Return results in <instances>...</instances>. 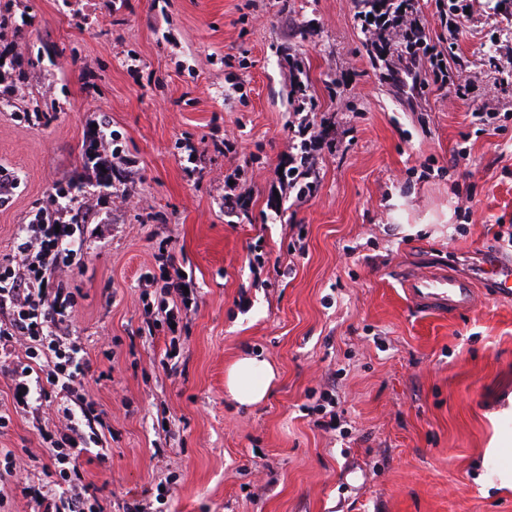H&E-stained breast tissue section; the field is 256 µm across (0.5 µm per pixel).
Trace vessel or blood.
Here are the masks:
<instances>
[{
  "label": "vessel or blood",
  "mask_w": 512,
  "mask_h": 512,
  "mask_svg": "<svg viewBox=\"0 0 512 512\" xmlns=\"http://www.w3.org/2000/svg\"><path fill=\"white\" fill-rule=\"evenodd\" d=\"M490 282L496 295L512 300V261L499 258L486 260ZM399 278L410 302L420 311L438 316L471 309L475 304L476 289L472 280L457 274L444 265L429 270H403Z\"/></svg>",
  "instance_id": "1"
}]
</instances>
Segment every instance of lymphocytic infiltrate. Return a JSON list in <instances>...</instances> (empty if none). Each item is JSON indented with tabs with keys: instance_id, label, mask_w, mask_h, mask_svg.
<instances>
[{
	"instance_id": "obj_1",
	"label": "lymphocytic infiltrate",
	"mask_w": 512,
	"mask_h": 512,
	"mask_svg": "<svg viewBox=\"0 0 512 512\" xmlns=\"http://www.w3.org/2000/svg\"><path fill=\"white\" fill-rule=\"evenodd\" d=\"M382 9L372 36L406 43L388 66L389 78L411 77L420 98L432 87L449 83L456 98L468 99L471 80H449L444 54L426 34L415 0H383ZM93 210L92 204L76 202L63 183H56L48 204L18 225L14 253L0 260V349L22 351L8 371L14 411L0 412V434L8 431L14 413L39 409L54 399L63 419L56 430L39 432L47 445L48 461L40 469L47 482L29 496V512H101L82 480L79 459L90 445L101 444L103 418L71 402L83 389L88 370L72 329L80 290L71 275L85 265L81 218Z\"/></svg>"
}]
</instances>
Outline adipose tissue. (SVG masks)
<instances>
[{
	"label": "adipose tissue",
	"mask_w": 512,
	"mask_h": 512,
	"mask_svg": "<svg viewBox=\"0 0 512 512\" xmlns=\"http://www.w3.org/2000/svg\"><path fill=\"white\" fill-rule=\"evenodd\" d=\"M276 379L277 371L271 361L246 350L227 367L224 389L237 405L250 407L267 398Z\"/></svg>",
	"instance_id": "1"
}]
</instances>
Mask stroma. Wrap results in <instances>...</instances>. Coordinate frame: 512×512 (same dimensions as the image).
I'll use <instances>...</instances> for the list:
<instances>
[{
	"instance_id": "1",
	"label": "stroma",
	"mask_w": 512,
	"mask_h": 512,
	"mask_svg": "<svg viewBox=\"0 0 512 512\" xmlns=\"http://www.w3.org/2000/svg\"><path fill=\"white\" fill-rule=\"evenodd\" d=\"M358 0H0V50L29 79L0 99V258L58 181L83 180L93 126L134 167L104 233L89 230L75 317L90 361L83 396L108 414L105 458L80 470L103 512L169 492L162 512H512V301L485 256L512 257V91L502 129L472 124L449 88L410 105L382 76ZM512 6L470 0L450 77L486 97L488 58L512 44ZM327 120L315 192L274 195L301 102ZM46 112L47 124L20 120ZM238 174L247 210H222ZM171 239L194 300L177 333H148L139 277ZM475 278L466 312L437 317L405 297L424 262ZM180 356L162 359L171 337ZM279 377L246 409L224 392L242 351ZM332 393L335 429L316 427ZM0 435L22 469L44 462L37 419Z\"/></svg>"
}]
</instances>
